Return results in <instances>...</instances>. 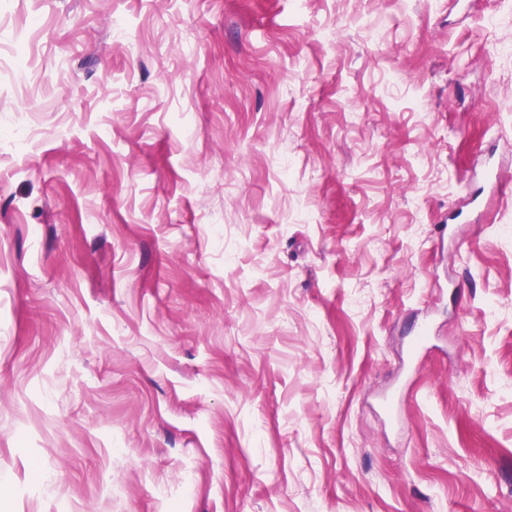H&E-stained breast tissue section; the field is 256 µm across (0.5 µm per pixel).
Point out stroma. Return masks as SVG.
<instances>
[{
    "label": "stroma",
    "instance_id": "stroma-1",
    "mask_svg": "<svg viewBox=\"0 0 512 512\" xmlns=\"http://www.w3.org/2000/svg\"><path fill=\"white\" fill-rule=\"evenodd\" d=\"M508 44L512 0H0V512H512Z\"/></svg>",
    "mask_w": 512,
    "mask_h": 512
}]
</instances>
